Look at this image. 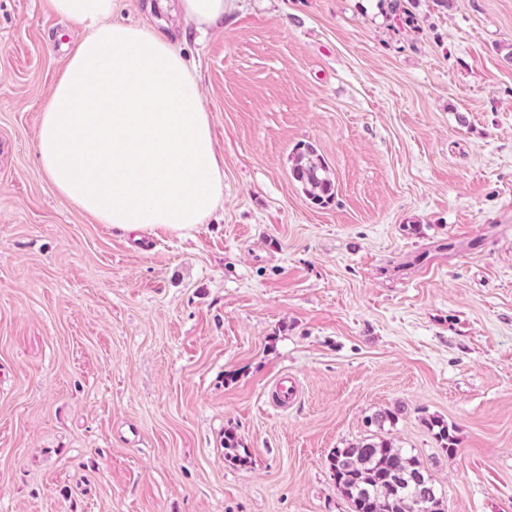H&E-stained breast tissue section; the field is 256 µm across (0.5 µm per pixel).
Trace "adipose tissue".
<instances>
[{"label": "adipose tissue", "mask_w": 512, "mask_h": 512, "mask_svg": "<svg viewBox=\"0 0 512 512\" xmlns=\"http://www.w3.org/2000/svg\"><path fill=\"white\" fill-rule=\"evenodd\" d=\"M81 36L42 107L36 151L57 193L113 231L189 233L224 200V160L177 46L118 0H45Z\"/></svg>", "instance_id": "ef3b65f1"}]
</instances>
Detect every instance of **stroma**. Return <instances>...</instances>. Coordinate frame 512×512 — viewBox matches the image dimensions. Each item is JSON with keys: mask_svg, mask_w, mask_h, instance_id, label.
<instances>
[{"mask_svg": "<svg viewBox=\"0 0 512 512\" xmlns=\"http://www.w3.org/2000/svg\"><path fill=\"white\" fill-rule=\"evenodd\" d=\"M152 2L117 16L195 71L224 204L137 240L37 162L74 27L0 0V512H350L327 457L380 411L446 512H512V0H410L414 29L390 0H227L202 34ZM292 177L311 204L327 207L336 197V184L324 158L312 144H303L293 156Z\"/></svg>", "mask_w": 512, "mask_h": 512, "instance_id": "obj_1", "label": "stroma"}]
</instances>
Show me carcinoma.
I'll return each instance as SVG.
<instances>
[{
	"label": "carcinoma",
	"instance_id": "cac0c4a2",
	"mask_svg": "<svg viewBox=\"0 0 512 512\" xmlns=\"http://www.w3.org/2000/svg\"><path fill=\"white\" fill-rule=\"evenodd\" d=\"M291 173L311 204L323 208L334 202L335 181L313 145L296 149ZM428 426L438 428L434 436L445 452L455 451L456 440L447 424L432 418ZM327 462L336 491L350 504L351 512H412L413 498L427 486L432 494L424 512H445L443 497L418 458L396 447L389 438L371 434L335 449Z\"/></svg>",
	"mask_w": 512,
	"mask_h": 512
}]
</instances>
